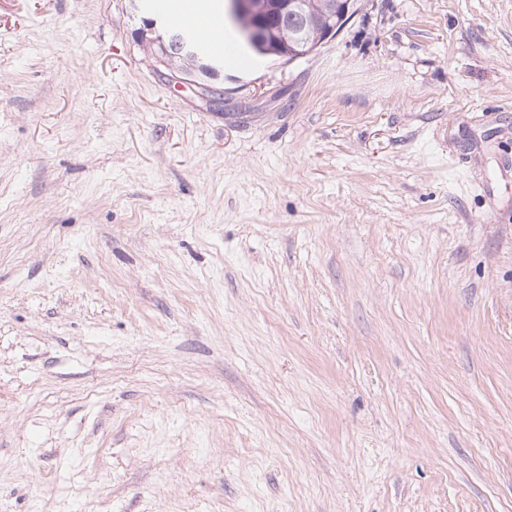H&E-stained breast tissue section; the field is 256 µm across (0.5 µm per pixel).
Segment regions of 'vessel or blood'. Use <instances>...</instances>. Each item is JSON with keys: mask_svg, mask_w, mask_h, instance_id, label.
<instances>
[{"mask_svg": "<svg viewBox=\"0 0 512 512\" xmlns=\"http://www.w3.org/2000/svg\"><path fill=\"white\" fill-rule=\"evenodd\" d=\"M170 24L189 34L201 37L206 51L213 57L224 60L232 66L237 62V54L232 39L224 35V16L219 12L191 15L182 8L181 0H153Z\"/></svg>", "mask_w": 512, "mask_h": 512, "instance_id": "b4317fda", "label": "vessel or blood"}]
</instances>
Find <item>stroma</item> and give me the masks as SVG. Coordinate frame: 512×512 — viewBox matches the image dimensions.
Wrapping results in <instances>:
<instances>
[{"label": "stroma", "mask_w": 512, "mask_h": 512, "mask_svg": "<svg viewBox=\"0 0 512 512\" xmlns=\"http://www.w3.org/2000/svg\"><path fill=\"white\" fill-rule=\"evenodd\" d=\"M360 3L208 107L0 0V512H512V0Z\"/></svg>", "instance_id": "obj_1"}]
</instances>
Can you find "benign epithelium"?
Wrapping results in <instances>:
<instances>
[{"instance_id": "1", "label": "benign epithelium", "mask_w": 512, "mask_h": 512, "mask_svg": "<svg viewBox=\"0 0 512 512\" xmlns=\"http://www.w3.org/2000/svg\"><path fill=\"white\" fill-rule=\"evenodd\" d=\"M233 14L243 23L244 42L251 49L265 51L264 39L256 26L268 17H279L280 26L296 29L301 24L300 0H231ZM137 43L164 69L168 84L188 88L206 104L224 100V66L203 53L198 43L171 28L157 14L145 13L135 30ZM320 43L295 40L282 59L292 62L307 57Z\"/></svg>"}]
</instances>
